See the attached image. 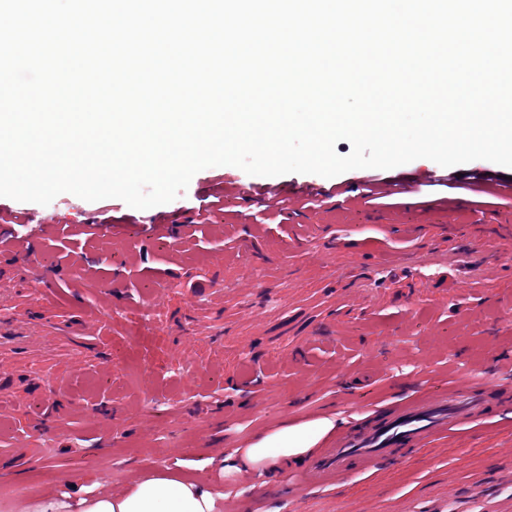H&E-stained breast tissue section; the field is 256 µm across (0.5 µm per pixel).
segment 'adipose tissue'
Here are the masks:
<instances>
[{
	"label": "adipose tissue",
	"instance_id": "1",
	"mask_svg": "<svg viewBox=\"0 0 512 512\" xmlns=\"http://www.w3.org/2000/svg\"><path fill=\"white\" fill-rule=\"evenodd\" d=\"M313 445L309 435L290 429L262 443L237 449L225 466L243 470L257 457L271 462L306 454ZM77 512H218L215 496L205 487L163 472L140 475L129 487L116 491L107 481L94 482L89 496L79 498Z\"/></svg>",
	"mask_w": 512,
	"mask_h": 512
}]
</instances>
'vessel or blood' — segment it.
Segmentation results:
<instances>
[{
	"label": "vessel or blood",
	"instance_id": "vessel-or-blood-1",
	"mask_svg": "<svg viewBox=\"0 0 512 512\" xmlns=\"http://www.w3.org/2000/svg\"><path fill=\"white\" fill-rule=\"evenodd\" d=\"M10 210H0V262L18 276L50 286L52 274L35 270L27 260L38 250L32 240L12 238L6 226ZM387 234L424 239L422 251L373 258L372 246H355L347 226H339L321 249L325 272L316 299L324 321L335 323L336 306L358 298L382 299L400 291L419 293L426 301L446 303L460 287L482 293L512 280V224L489 216L481 224H389ZM16 302L0 304V356L20 354L36 334L32 322L18 319ZM101 305L83 324L55 315L42 316L44 327L64 336H97L111 320ZM512 410V390L471 377L424 396L384 405L353 423L330 447L306 460L310 483L345 480L359 467L374 468L405 458L464 424ZM512 512V466L465 487H449L448 512Z\"/></svg>",
	"mask_w": 512,
	"mask_h": 512
}]
</instances>
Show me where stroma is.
<instances>
[{
	"mask_svg": "<svg viewBox=\"0 0 512 512\" xmlns=\"http://www.w3.org/2000/svg\"><path fill=\"white\" fill-rule=\"evenodd\" d=\"M458 167L417 159L390 170L356 169L324 178L312 174L251 176L233 166L196 173L184 194L164 204L191 219L178 238L165 227L138 223L139 212L116 198L89 202L57 197V218L37 254L56 272L53 286L14 280L0 265V281L16 288L21 318L64 313L73 321L102 304V286L118 283L111 302L116 323L101 338L99 355L46 351L14 360L0 375V396L12 402L13 433L0 438V461L16 462L33 444L38 461L21 475L0 479V512L10 501L50 492L58 499L89 489L107 475L113 488L151 469L195 480L223 494V512H434L449 483L469 484L512 465V413L472 423L397 463L362 469L346 482L307 489L299 463H283L275 486L264 483L266 463L222 470L232 448H245L284 428L304 432L323 422L325 448L372 409L407 401L439 383L486 373L512 388V295L458 292L446 307H420L393 296L386 308L337 312L335 334L313 337L309 362L288 355L290 326H317L310 295L322 272L315 250L294 248L307 224H345L359 240L380 237L382 225L431 224L437 207L462 198L460 223L487 214L512 222V195H476L447 188ZM408 177L414 194L369 199L378 183ZM253 187L247 211L216 185ZM318 195L303 194L306 185ZM350 187L355 202L326 198ZM277 189L269 198L268 189ZM94 268L92 284L69 274L76 256ZM162 303L140 340L129 338L138 306L152 291ZM63 378L64 391L54 380ZM47 428L28 436L32 420Z\"/></svg>",
	"mask_w": 512,
	"mask_h": 512,
	"instance_id": "obj_1",
	"label": "stroma"
}]
</instances>
